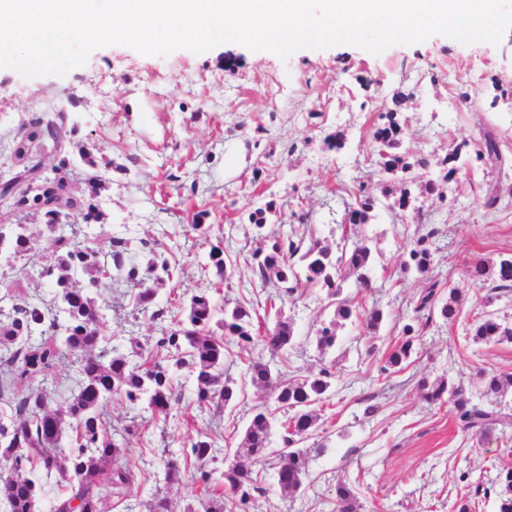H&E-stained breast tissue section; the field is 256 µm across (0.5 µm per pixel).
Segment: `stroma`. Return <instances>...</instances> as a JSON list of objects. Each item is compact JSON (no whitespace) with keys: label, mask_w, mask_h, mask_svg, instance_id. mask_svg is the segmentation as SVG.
Wrapping results in <instances>:
<instances>
[{"label":"stroma","mask_w":512,"mask_h":512,"mask_svg":"<svg viewBox=\"0 0 512 512\" xmlns=\"http://www.w3.org/2000/svg\"><path fill=\"white\" fill-rule=\"evenodd\" d=\"M391 110L398 114L404 150L414 155L446 154L489 131L504 162L463 166L434 195L420 191L429 169L413 168L406 181L384 177L371 132ZM36 117L65 134L59 148L45 136L32 142L45 173L65 168L79 191L92 175L106 185L93 200L99 223L87 224L83 209L67 211L64 224L77 243L101 246L124 238L135 260L161 254L171 271L158 293L163 307L208 292L253 309L258 334L274 323L269 308L280 309L293 324L294 343L277 356L263 353L271 366L303 375L335 364L338 376L319 420L327 439L302 441L311 450L303 489L281 493L276 457L246 459L265 490L254 512H334L340 484L351 489L358 512H456L464 497L474 512H498V478L512 469V429L496 428L476 441L459 428L450 406L429 405L418 383L444 378L473 401H491L512 414V388L490 396L483 384L484 373H512V343L477 344L469 334L488 309L512 321V293L486 305V288L470 275L477 260L495 264L512 257V31L496 45L436 35L378 54L342 44L302 49L286 60L234 42L203 55L178 49L166 57L110 45L63 76L25 78L0 69V181L26 165L13 143L27 136ZM337 132L343 148L327 149L325 138ZM84 149L90 160L82 159ZM491 187L500 198L493 211L482 205ZM360 190L378 198L372 217L341 228L336 220ZM405 190L416 196L421 222L444 235L426 280L402 272L405 245L418 225L393 207ZM269 202L276 211L256 232L249 216ZM196 224L211 225L209 237L193 232ZM263 234L314 236L331 244L347 237L371 246V289L360 291L350 278L344 294L365 309L385 311L379 331L347 324L336 347L320 352L316 331L333 308L324 292L304 285L293 298L271 300L248 265ZM214 246L233 268L223 280L209 266ZM55 249V236L43 234L32 237L25 260L0 254V311L9 312L18 297L51 298L39 272ZM431 279L440 290H463L458 319L433 317L416 337L410 363L380 373ZM101 283L106 306L99 331L107 344L125 347L134 339L166 362L169 353L156 342L170 321L137 312L135 289L106 277ZM251 358L250 351L233 348L224 374L236 382L239 398L223 411L198 407L195 385L182 373V399L167 420L145 421L140 407L117 398L104 407L107 431L126 443L137 480L123 503L105 501L103 512H132L161 487L171 512H183L201 496V473L219 477L236 460L240 432L255 408L267 407L276 423L285 421V409L251 385ZM202 433L215 441L214 460L203 463L190 454ZM172 455L183 474L169 485L163 461Z\"/></svg>","instance_id":"1"}]
</instances>
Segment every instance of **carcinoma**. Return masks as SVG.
Segmentation results:
<instances>
[{"mask_svg":"<svg viewBox=\"0 0 512 512\" xmlns=\"http://www.w3.org/2000/svg\"><path fill=\"white\" fill-rule=\"evenodd\" d=\"M397 113H386L387 122L372 133L374 153L380 172L395 176L405 174L415 166H424L437 174L426 190L433 192L437 182L449 181L462 167L461 151L431 154L408 161L400 152L401 126ZM475 160L487 156L501 160L497 144L491 136L474 146ZM376 198L362 195L357 206L347 213L356 223L366 224L375 209ZM26 209L42 215L40 224H16L9 235L0 234V250L7 248L17 257L26 256L31 237L38 233L58 231L59 211L46 199L28 202ZM439 230L433 226L420 228L407 249L408 260L404 272L427 275L434 262V239ZM111 257L119 279L138 287L136 302L139 310L155 319H162L167 309L157 305L159 286L165 283L158 271H168L167 260L152 258L144 270L125 265L131 250L127 239L108 241ZM102 251L95 246H72L55 252L42 275L53 288L51 300L18 299L12 313L0 319V396L17 382H25L54 371L59 359L71 356L80 364L81 379L78 392L64 401H56L43 392L30 391L19 398H11L8 423L0 421V498L7 512H37L38 476H58L60 491L55 496L51 512H74L75 502L81 503V512H102L106 499L122 500L134 483L135 475L129 464L118 462L126 449L112 440L103 428L102 409L114 398L124 399L148 412L151 417L168 416L181 401L170 367L158 362L139 364L143 347L130 342V349L120 351L100 349L102 337L98 323L104 300L97 294ZM371 248L359 241H343L331 248L317 238L307 245L288 238L273 237L268 244L253 254L251 270L264 288H276L287 294L294 285L305 281L311 288L326 292L330 298L341 294L345 276L355 279L358 287H370L368 270L371 266ZM86 277L78 288L76 276ZM471 277L488 287L487 300L512 292V258L502 259L496 265L476 261ZM461 289L448 287V301L438 299V283L424 289L413 308L412 321L402 327V340L388 356L382 370H399L414 353V339L420 335L434 313L448 322L460 312ZM354 310L350 300L336 302L333 318L317 331V348L325 352L336 345L337 329L351 320ZM365 328L375 333L385 315L373 308L360 313ZM222 330L215 333L214 328ZM471 336L485 344L512 342V326H507L493 313H486L471 326ZM294 340L290 321L277 318L263 334L252 332L250 309L237 304L232 309L218 305L207 293L191 297L184 317L176 320L164 342L176 351L174 366L188 369L196 384L197 401L219 411L235 402L238 390L235 382L224 376V364L231 355L228 344L256 347L275 355L288 350ZM251 384L271 393L280 407L290 412L286 431L274 446L271 432V411L257 409L242 432L239 449L249 457L275 455L279 457L278 484L283 492L299 489L308 473L310 450L299 447L302 438L319 430V407L329 399L333 374L327 368L312 372L302 379H292L279 369L258 358L249 366ZM485 392L499 394L512 387L511 373L484 375ZM424 399L431 405L449 400L456 420L462 429L478 438L485 437L495 425L512 424V416L501 411L488 410L467 397L464 391L445 379L421 384ZM71 428L76 444L60 445L63 431ZM191 455L205 462L214 457V441L200 436L191 445ZM207 507L203 512H228L253 502L262 494L251 470L240 463H231L222 474L221 488H205ZM499 512H512V469L499 483ZM336 512H356V502L350 489L339 485L335 490ZM143 512H169L168 497L161 490L142 503Z\"/></svg>","mask_w":512,"mask_h":512,"instance_id":"cac0c4a2","label":"carcinoma"}]
</instances>
